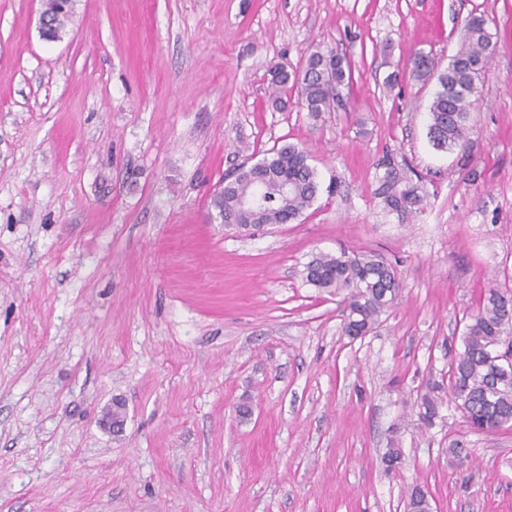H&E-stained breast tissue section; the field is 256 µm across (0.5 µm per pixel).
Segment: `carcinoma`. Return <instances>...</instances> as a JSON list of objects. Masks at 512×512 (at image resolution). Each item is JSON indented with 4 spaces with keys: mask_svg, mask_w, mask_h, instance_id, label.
<instances>
[{
    "mask_svg": "<svg viewBox=\"0 0 512 512\" xmlns=\"http://www.w3.org/2000/svg\"><path fill=\"white\" fill-rule=\"evenodd\" d=\"M72 9L68 0H45V13L56 32H63ZM491 46L486 18L472 15L464 22L447 69L437 70L434 59L425 54L413 59L412 77L436 79L437 90L428 109V137L436 150L452 153L467 144L479 99L478 82L490 63ZM271 75L275 104H287L284 96L291 87L315 116L341 105V88L352 83L350 62L337 51L319 46L310 49L301 72L275 66ZM378 167L383 175L376 195L384 210L403 221L423 213L427 194L421 182L413 180L391 156L384 157ZM317 194V174L308 151L288 144L271 149L258 163L237 168L214 192L210 204L224 216V226L260 231L298 220ZM303 275L316 288L344 294L343 331L352 338L371 332L402 290L396 268L373 252L321 253L305 264ZM507 337L512 338V288L492 287L481 296L464 326L462 349L449 364V384H429L418 398L421 425L432 427L440 406L448 400L473 431L512 426V358L501 351ZM407 507L410 512H431L428 492L413 488Z\"/></svg>",
    "mask_w": 512,
    "mask_h": 512,
    "instance_id": "cac0c4a2",
    "label": "carcinoma"
}]
</instances>
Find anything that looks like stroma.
Returning a JSON list of instances; mask_svg holds the SVG:
<instances>
[{
    "instance_id": "1",
    "label": "stroma",
    "mask_w": 512,
    "mask_h": 512,
    "mask_svg": "<svg viewBox=\"0 0 512 512\" xmlns=\"http://www.w3.org/2000/svg\"><path fill=\"white\" fill-rule=\"evenodd\" d=\"M44 3L0 0V512H404L413 485L434 512H512V427L416 416L480 297L512 288V0H76L54 42ZM473 14L492 58L467 149L440 152L436 85L408 72L446 68ZM316 44L351 63L344 106L276 109L270 66ZM285 144L313 206L210 221L218 183ZM387 154L428 193L415 221L375 196ZM342 248L403 286L355 339L302 274Z\"/></svg>"
}]
</instances>
